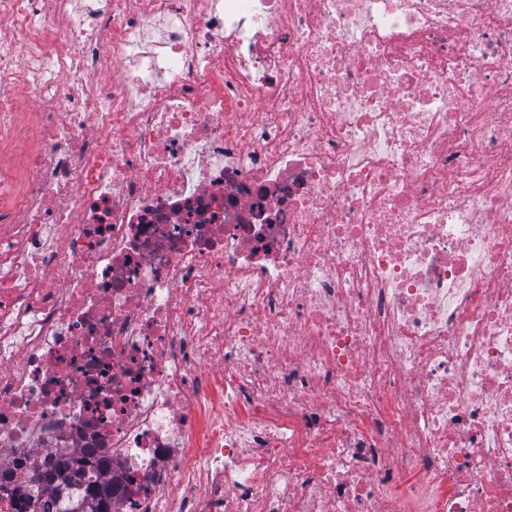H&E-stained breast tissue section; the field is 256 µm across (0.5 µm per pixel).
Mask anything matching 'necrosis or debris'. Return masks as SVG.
I'll use <instances>...</instances> for the list:
<instances>
[{
	"label": "necrosis or debris",
	"mask_w": 512,
	"mask_h": 512,
	"mask_svg": "<svg viewBox=\"0 0 512 512\" xmlns=\"http://www.w3.org/2000/svg\"><path fill=\"white\" fill-rule=\"evenodd\" d=\"M55 448L512 512V0H0V482Z\"/></svg>",
	"instance_id": "1"
}]
</instances>
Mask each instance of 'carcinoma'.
<instances>
[{"label": "carcinoma", "instance_id": "obj_1", "mask_svg": "<svg viewBox=\"0 0 512 512\" xmlns=\"http://www.w3.org/2000/svg\"><path fill=\"white\" fill-rule=\"evenodd\" d=\"M104 470L98 463L70 456L59 461L53 472L36 475L31 483L63 493L61 512H112V482L102 478ZM9 493L18 499L16 512H39L41 496L24 492L21 486Z\"/></svg>", "mask_w": 512, "mask_h": 512}]
</instances>
